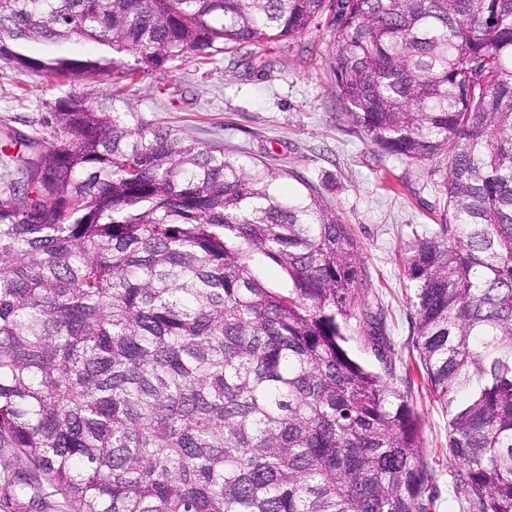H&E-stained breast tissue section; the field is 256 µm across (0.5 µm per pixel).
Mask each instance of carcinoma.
<instances>
[{"label":"carcinoma","instance_id":"1","mask_svg":"<svg viewBox=\"0 0 512 512\" xmlns=\"http://www.w3.org/2000/svg\"><path fill=\"white\" fill-rule=\"evenodd\" d=\"M324 14L353 128L446 170L404 257L413 335L463 512H512V0H0V62L134 74ZM75 38L103 53H25ZM45 128L0 149V442L72 512H428L417 416L346 349L366 327L383 355L386 328L319 193L280 194L122 91L70 92Z\"/></svg>","mask_w":512,"mask_h":512}]
</instances>
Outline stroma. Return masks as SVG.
<instances>
[{
  "mask_svg": "<svg viewBox=\"0 0 512 512\" xmlns=\"http://www.w3.org/2000/svg\"><path fill=\"white\" fill-rule=\"evenodd\" d=\"M333 40L334 28L324 18L301 36L253 47V55L269 62L265 71L246 67L239 50L216 53L205 65L189 56L132 78L120 69L66 84L0 62V142L17 132H41L55 99L66 93L99 97L121 87L146 119L224 148L239 161L283 172L281 193L296 194L306 184L318 191L352 228L366 279L360 301L383 315L389 339L383 358L364 329L347 348L375 372L391 368V382L418 416L425 459L435 474L429 512H460L448 415L420 373L403 269L414 235L430 230L443 210V174L435 164L382 153L355 132L327 65ZM34 476L17 449L0 446V512H70L66 496L52 486L32 487Z\"/></svg>",
  "mask_w": 512,
  "mask_h": 512,
  "instance_id": "35a3bbf8",
  "label": "stroma"
}]
</instances>
